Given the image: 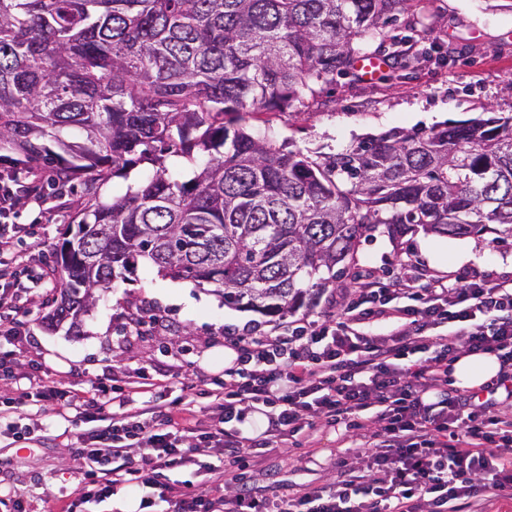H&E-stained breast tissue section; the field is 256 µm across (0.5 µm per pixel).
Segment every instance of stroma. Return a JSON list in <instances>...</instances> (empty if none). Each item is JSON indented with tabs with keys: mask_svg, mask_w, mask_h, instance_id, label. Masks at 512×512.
Returning <instances> with one entry per match:
<instances>
[{
	"mask_svg": "<svg viewBox=\"0 0 512 512\" xmlns=\"http://www.w3.org/2000/svg\"><path fill=\"white\" fill-rule=\"evenodd\" d=\"M425 26L419 34L438 39L452 57L445 66L405 69L388 63L374 76L339 77L322 92L305 96L300 115L279 113L270 122H254L257 135L292 141L310 155L334 154L354 141L392 128H426L477 117L486 107L512 112V0H427ZM434 113L433 122L422 120ZM82 180L61 192L43 189L42 207L20 205L13 221L27 232L0 253V267L14 272L28 300V336L19 344L0 342L8 359L0 367V409L31 378H50L65 388L138 386L142 378L167 383L169 391L153 396L151 405L165 409L193 400L195 417L207 422L211 392L224 380V333L273 332L281 321L252 311L225 307L210 288L160 276L138 265L127 279L96 292L80 335L66 327L46 329L43 318L59 290L51 272L52 247L74 231L82 201ZM468 261L433 262L430 248H450L451 238L416 231L391 238L376 229L361 238L344 275L326 288L317 306L299 310L298 318L321 320L329 303L355 297L359 280L386 281L406 275L409 266L447 278L512 272V240L494 233L468 236ZM140 335H132L135 321ZM90 423H71L54 407L31 406L22 415L0 420V492L20 498L27 512H62L89 468L71 450L89 435ZM341 425L316 423L309 434L288 438L278 448L262 449L242 463L245 481L255 495L288 493L329 482L339 452L352 447ZM191 465L163 471L162 481H191L200 491L224 482V457L199 444Z\"/></svg>",
	"mask_w": 512,
	"mask_h": 512,
	"instance_id": "obj_1",
	"label": "stroma"
}]
</instances>
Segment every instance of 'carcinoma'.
<instances>
[{"label":"carcinoma","instance_id":"carcinoma-1","mask_svg":"<svg viewBox=\"0 0 512 512\" xmlns=\"http://www.w3.org/2000/svg\"><path fill=\"white\" fill-rule=\"evenodd\" d=\"M425 0H0V150L61 189L87 175L77 230L53 251L48 326L82 317L139 263L282 318L317 303L360 238L419 229L512 238V112L390 130L311 157L253 133L387 43L412 63L442 45L389 34ZM196 165L187 180L167 158ZM151 171L110 200L100 183Z\"/></svg>","mask_w":512,"mask_h":512}]
</instances>
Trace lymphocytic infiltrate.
Wrapping results in <instances>:
<instances>
[{
    "instance_id": "1",
    "label": "lymphocytic infiltrate",
    "mask_w": 512,
    "mask_h": 512,
    "mask_svg": "<svg viewBox=\"0 0 512 512\" xmlns=\"http://www.w3.org/2000/svg\"><path fill=\"white\" fill-rule=\"evenodd\" d=\"M41 201L36 180L0 179V251L26 231L8 216L20 203ZM23 310L11 274L1 272V339L24 337L17 319ZM380 319L387 332L372 335L370 325ZM226 342L237 364L225 371L217 418L205 430L179 414L144 419L121 390L111 398L102 388L40 384L36 395L59 415L71 411L95 423L85 457L111 470V479L84 482L78 499L109 497L120 483L156 490V498L142 499L145 512L158 501L163 512H215L220 502L228 512H467L490 495L512 500V416L494 399L500 391L512 399V276L432 277L416 288L367 280L358 300L328 320L292 321L272 336ZM463 352L496 355V384L449 393L448 361ZM114 399L119 420L99 426ZM319 421L344 426L358 443L337 455L331 483L259 498L234 476L216 502L157 479L190 462L186 440L218 449L232 465Z\"/></svg>"
}]
</instances>
